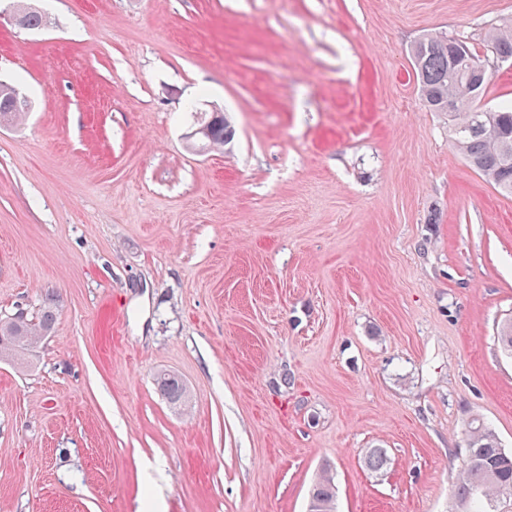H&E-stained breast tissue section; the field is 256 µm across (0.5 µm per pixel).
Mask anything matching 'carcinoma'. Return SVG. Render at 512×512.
<instances>
[{
	"label": "carcinoma",
	"instance_id": "obj_1",
	"mask_svg": "<svg viewBox=\"0 0 512 512\" xmlns=\"http://www.w3.org/2000/svg\"><path fill=\"white\" fill-rule=\"evenodd\" d=\"M462 45L473 69L484 70L483 87L490 81L489 62L496 54L512 60V26L487 32L479 43L453 36L425 34L411 47L416 79L431 112L448 114L455 147L470 166L485 176L501 193L512 195V105L483 110L474 104L468 89L469 73L454 63V49ZM26 115L15 86H0V124L17 123ZM208 135L203 144L218 147L233 137L224 113L213 112L205 122ZM54 299L44 303L38 322L23 317L0 320V358L19 359L24 352L51 332ZM497 342L512 357V318L497 329ZM157 385L169 403L187 402L186 386L176 376L164 373ZM468 459L452 493L457 512H505L512 506V452L502 448L486 425L471 428L467 438ZM307 512H336V485L329 469H324L309 491Z\"/></svg>",
	"mask_w": 512,
	"mask_h": 512
}]
</instances>
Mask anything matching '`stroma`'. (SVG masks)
<instances>
[{"mask_svg": "<svg viewBox=\"0 0 512 512\" xmlns=\"http://www.w3.org/2000/svg\"><path fill=\"white\" fill-rule=\"evenodd\" d=\"M27 2L0 318L58 306L0 360V512H306L326 464L337 512H456L473 419L512 451V196L409 51L512 0ZM215 109L235 136L203 150ZM157 385L169 403L183 405L187 402V388L176 376L168 373L160 374L157 377Z\"/></svg>", "mask_w": 512, "mask_h": 512, "instance_id": "35a3bbf8", "label": "stroma"}]
</instances>
